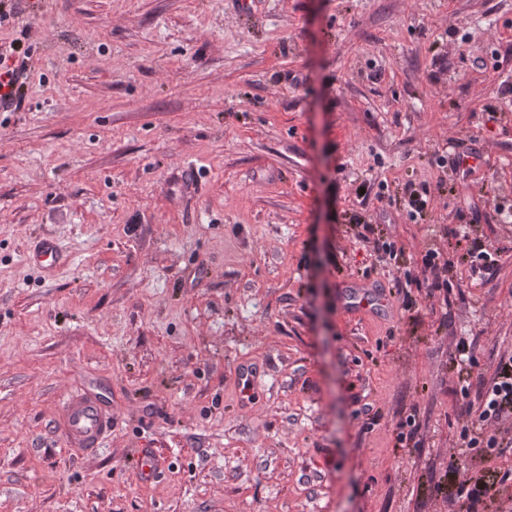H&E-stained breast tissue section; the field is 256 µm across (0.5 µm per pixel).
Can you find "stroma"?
Wrapping results in <instances>:
<instances>
[{
	"label": "stroma",
	"instance_id": "obj_1",
	"mask_svg": "<svg viewBox=\"0 0 512 512\" xmlns=\"http://www.w3.org/2000/svg\"><path fill=\"white\" fill-rule=\"evenodd\" d=\"M15 7L0 40L31 59L0 111V512H465L455 456L501 480L487 512L512 507V457L468 445L480 383L512 359V0ZM409 182L424 216L398 202ZM460 229L493 246L483 274ZM45 237L63 266L30 262ZM350 283L386 308H345ZM88 378L115 422L93 458L55 425ZM424 273H428L433 280L435 289L443 288L447 292L448 279L445 278V272L448 271V259L438 250H429L423 260Z\"/></svg>",
	"mask_w": 512,
	"mask_h": 512
}]
</instances>
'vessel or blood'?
I'll list each match as a JSON object with an SVG mask.
<instances>
[{"instance_id":"1","label":"vessel or blood","mask_w":512,"mask_h":512,"mask_svg":"<svg viewBox=\"0 0 512 512\" xmlns=\"http://www.w3.org/2000/svg\"><path fill=\"white\" fill-rule=\"evenodd\" d=\"M63 253L56 240L47 238L33 252V259L45 267L60 264ZM350 307L384 305L376 289L351 285L347 294ZM112 413L89 385L69 390L63 397L57 416V429L65 449L87 454L96 452L112 434Z\"/></svg>"}]
</instances>
